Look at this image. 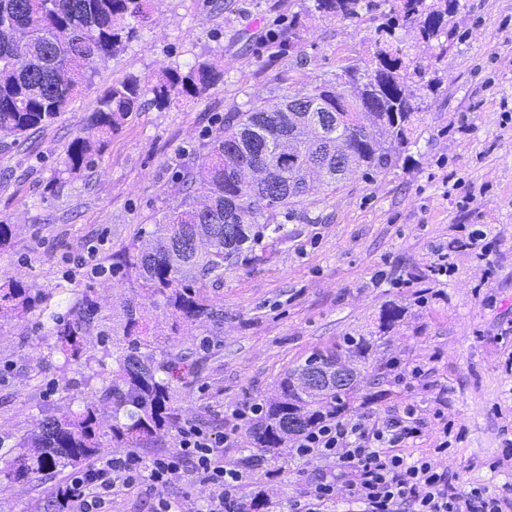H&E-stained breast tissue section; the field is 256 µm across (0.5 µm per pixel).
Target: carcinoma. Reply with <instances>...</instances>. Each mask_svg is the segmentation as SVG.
Instances as JSON below:
<instances>
[{"label":"carcinoma","mask_w":512,"mask_h":512,"mask_svg":"<svg viewBox=\"0 0 512 512\" xmlns=\"http://www.w3.org/2000/svg\"><path fill=\"white\" fill-rule=\"evenodd\" d=\"M147 0H0V148L10 146L32 130L45 128L66 111L79 88L91 80L99 64L106 62L133 38L130 19L146 13ZM375 7L373 0H311L307 12L323 16L357 18ZM459 9V0H395L387 19L376 30V51L368 61L354 60L320 81L304 85L301 120L288 130L268 112L267 105L254 104L229 117L224 134L216 137L198 171L186 183L184 196L165 222L157 225L165 242L144 248L133 256L122 255L115 267H132L143 280L142 287L163 298L172 314L184 320L206 319L220 325L223 310L206 303L193 283L208 276L219 280L224 263L238 258L256 243L265 230L273 234L282 225H271L276 211L292 215L305 202L308 189L295 187L281 173L274 176L281 191L266 198V188L243 185L224 162V147L239 159L261 163L274 156L279 138L288 134L305 156L320 162L319 183L331 189L345 179L330 147L336 140L349 143L356 165L366 173H380L399 160L411 144L410 121L416 111V94L406 86L411 80L394 47L395 31L415 24L428 42L448 34V16ZM224 78L212 62H198L186 73L169 68L165 78L151 89L153 100L164 107L180 95L198 96ZM145 91L134 75L112 84L100 97L91 117L98 142L77 137L68 146L63 164L69 171L90 167L94 156L112 133L144 108ZM370 106L372 129L386 137L372 146L357 125L363 108ZM201 182L210 198L208 210L198 209L192 184ZM47 296L32 292L18 280L0 287V317L18 311L44 308ZM68 320H55L56 349L65 363L78 359L87 337L105 335L97 300L83 293L71 307ZM404 308L387 304L380 328H392ZM126 343L112 349V381L101 398L112 401V423L100 417L96 401H85L83 411L72 416L42 419L30 436L19 443L21 454L14 477H32L48 471H63L99 458L113 446L139 448L175 425L173 388L165 377L168 362H155L156 346L145 337L139 306L125 309ZM374 341L362 336L343 338L336 349L318 352L286 373L279 381V395L265 403V416L253 432L259 448L277 450L288 439L308 430L327 415H341L350 408L357 391L354 369L349 379L336 384V368L342 356L364 363ZM299 379L312 381L302 388Z\"/></svg>","instance_id":"cac0c4a2"}]
</instances>
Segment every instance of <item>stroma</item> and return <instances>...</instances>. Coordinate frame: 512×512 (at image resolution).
<instances>
[{
  "label": "stroma",
  "mask_w": 512,
  "mask_h": 512,
  "mask_svg": "<svg viewBox=\"0 0 512 512\" xmlns=\"http://www.w3.org/2000/svg\"><path fill=\"white\" fill-rule=\"evenodd\" d=\"M308 2L149 0L136 38L100 65L67 111L0 150V222L16 227L0 248V285L19 279L50 297L47 313L0 318V512H59L50 501L66 473L10 482L1 472L44 415L70 414L80 399L101 395L112 378L107 351L123 336L130 303L177 366L179 421L223 434L240 403L273 397L282 375L312 353L371 336L349 417L376 421L414 403L423 434L407 441L404 455L428 454L447 427L454 440L441 463L459 492L512 484V469L490 467L507 451L504 429L512 430V373L503 367L512 356V0H460L441 60L417 26L396 30L404 61L437 83L418 100L416 146L385 171L313 190L306 218L276 215L284 236L265 234L225 266L222 281L197 282L201 297L223 310L221 325L176 318L135 269L113 267L177 207L230 112L282 100L374 51L381 11L307 16ZM296 16L297 49L276 55L273 36ZM203 60L223 69L222 81L163 110L146 105L93 167L65 171L67 147L90 134L105 88L132 74L149 90L166 68ZM471 234L480 251L449 250ZM443 255L453 271L432 275ZM86 291L112 333L91 336L68 364L54 350L52 317L67 315ZM389 302L406 312L383 333L379 316ZM394 362L423 375L395 382ZM267 458L275 476L258 472L248 492L261 494L260 512H287L316 467L290 449Z\"/></svg>",
  "instance_id": "35a3bbf8"
}]
</instances>
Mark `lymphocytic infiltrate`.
Listing matches in <instances>:
<instances>
[{
  "mask_svg": "<svg viewBox=\"0 0 512 512\" xmlns=\"http://www.w3.org/2000/svg\"><path fill=\"white\" fill-rule=\"evenodd\" d=\"M263 415V403L249 399L234 410L235 423L224 436L188 420L177 428L174 448L152 458L130 450L97 459L69 475L68 512H111L115 497L144 486L161 490L179 476L205 488L203 512H250L246 490L267 460L254 455L228 461L224 445L237 441ZM421 434L411 404L380 424L336 415L324 419L295 440L293 448L298 456L333 469L311 482L288 512H332L340 488L347 512H512V495L485 487L462 495L449 486L447 470L436 462L447 454L448 440L417 459L403 456L404 444Z\"/></svg>",
  "mask_w": 512,
  "mask_h": 512,
  "instance_id": "f902f5d3",
  "label": "lymphocytic infiltrate"
}]
</instances>
